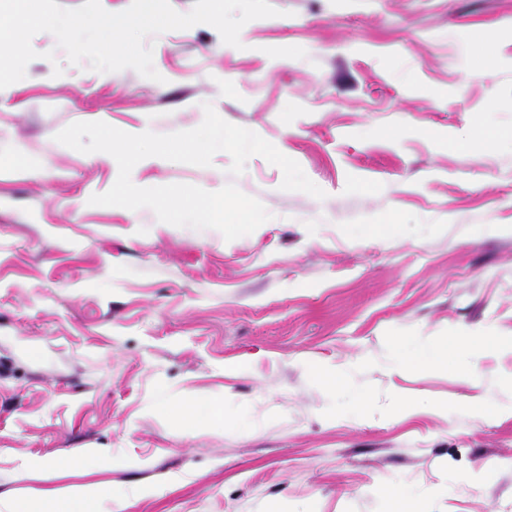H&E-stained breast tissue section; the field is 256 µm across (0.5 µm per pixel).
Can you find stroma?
I'll return each mask as SVG.
<instances>
[{
    "instance_id": "1",
    "label": "stroma",
    "mask_w": 512,
    "mask_h": 512,
    "mask_svg": "<svg viewBox=\"0 0 512 512\" xmlns=\"http://www.w3.org/2000/svg\"><path fill=\"white\" fill-rule=\"evenodd\" d=\"M271 3L237 48L149 38L159 83L41 32L0 90V156L28 157L0 167V496L64 458L111 489L97 512H512V0ZM206 102L324 199L258 155L133 172L258 199L270 220L228 241L90 204L116 161L54 139L191 130ZM416 336L447 363L399 365Z\"/></svg>"
}]
</instances>
